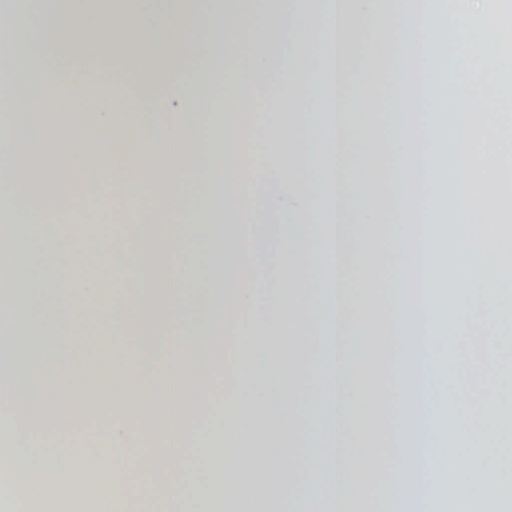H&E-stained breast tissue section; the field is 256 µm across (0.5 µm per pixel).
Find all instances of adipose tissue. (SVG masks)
<instances>
[{"label": "adipose tissue", "instance_id": "adipose-tissue-1", "mask_svg": "<svg viewBox=\"0 0 512 512\" xmlns=\"http://www.w3.org/2000/svg\"><path fill=\"white\" fill-rule=\"evenodd\" d=\"M215 2L207 10L202 0H162L150 36L120 0L108 15L97 0H12L0 10V446L11 449L0 455V512L30 510L18 470L27 482L71 479L54 446L33 453L24 404L56 436L104 417L113 447L130 451L114 491L142 489L138 512H192L202 487L209 512H308L310 496L327 498L331 512H359L375 477L401 486L393 512H476L479 496L442 489L475 469L512 485V414L491 429L484 415L490 403L512 406V232L497 230L468 187L506 188L491 169L512 176V141L478 73L453 62L484 53L512 70V42L487 53L488 31L512 38V9L407 0L384 21L382 0H279L272 27L257 0ZM216 28L221 51L209 41ZM276 43L282 51L270 54ZM360 48L371 65L356 87L348 75ZM204 55L209 67L197 68ZM269 76L258 116L253 84ZM104 81L117 90L96 104L108 143L61 141L72 116L46 111L47 99ZM160 85L169 89L162 98L152 93ZM205 97L230 108L203 111ZM420 97L427 111L402 120ZM148 112L159 121L142 144L135 134ZM259 134L277 149L248 151ZM109 159L116 198L154 194L114 217L132 259L121 273L125 296L112 304L129 335L170 327L165 369L151 377L106 360L67 368L66 352L52 346L61 329L89 330L102 317L58 307L72 274L110 269L109 241L74 254L66 278L58 249L77 231L66 209ZM452 249L491 262L452 275ZM357 288L392 304L356 309ZM144 294L158 304L141 318ZM254 307L261 331L247 338L243 316ZM243 346L251 364L241 370L233 356ZM228 372L265 395L244 407L219 394ZM215 416L224 466L202 471L193 421ZM452 431L451 453L443 442ZM352 433L365 449L349 448ZM325 468L334 486L304 494L303 481Z\"/></svg>", "mask_w": 512, "mask_h": 512}]
</instances>
